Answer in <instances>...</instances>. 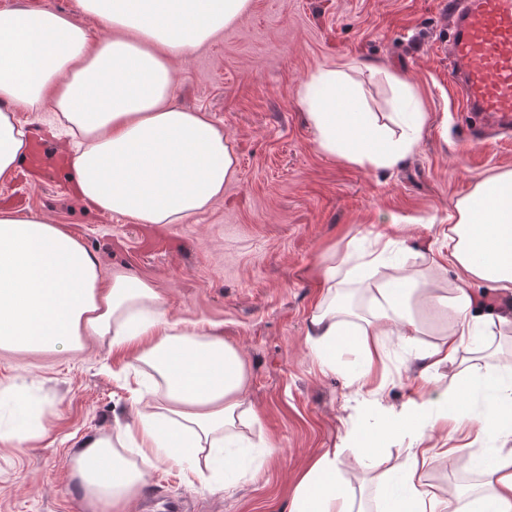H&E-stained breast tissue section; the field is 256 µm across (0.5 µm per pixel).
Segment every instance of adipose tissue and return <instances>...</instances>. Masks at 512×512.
<instances>
[{"label": "adipose tissue", "mask_w": 512, "mask_h": 512, "mask_svg": "<svg viewBox=\"0 0 512 512\" xmlns=\"http://www.w3.org/2000/svg\"><path fill=\"white\" fill-rule=\"evenodd\" d=\"M79 13L110 32L90 31L47 8L0 9V177L26 158L28 131L17 118L40 112L55 137L72 145L69 174L91 208L138 224H181L224 198L236 156L223 129L205 114L174 104L176 60L221 37L251 8V0H75ZM357 63L319 67L303 82L300 101L318 149L357 166L390 167L420 144L427 114L415 90L397 81V106L387 118L369 112L351 86ZM391 240L372 251L346 249L321 269L325 297L311 315L308 346L322 369L335 370L343 351H360L365 371L353 382L366 410L379 412L390 432L414 442L399 468L402 492L382 485L375 512H512V448L498 449L471 500L423 488L420 472L440 451L423 447L432 409L447 393L400 410L373 400L371 367L384 337L424 333L418 307L452 311L456 323L417 354L420 377L431 382L456 362L465 341L483 329L512 326V308L486 305L474 290L486 282L512 296V169L495 172L455 203L448 226V261L462 270L450 295L436 293L418 270L390 264ZM374 278L368 309L337 306L340 276ZM86 336L109 337L152 383L135 419L86 439L71 461L72 477L89 512H125L158 464L179 466L210 482L201 458L221 456L234 472L241 427L257 422L243 391L239 352L219 331L168 315L148 280L122 267L102 275L97 258L77 238L36 212L0 209V348L77 350ZM488 392L478 430L512 436V378L468 372L455 390ZM337 450L326 449L302 476L290 512H354V494L337 478Z\"/></svg>", "instance_id": "adipose-tissue-1"}]
</instances>
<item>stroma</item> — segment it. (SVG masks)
<instances>
[{"instance_id": "1", "label": "stroma", "mask_w": 512, "mask_h": 512, "mask_svg": "<svg viewBox=\"0 0 512 512\" xmlns=\"http://www.w3.org/2000/svg\"><path fill=\"white\" fill-rule=\"evenodd\" d=\"M443 0H252L250 11L211 46L175 64L179 104L204 112L233 142L237 175L224 198L183 224H136L81 203L65 172L28 165L0 179V208L35 210L63 225L99 260L151 281L171 315L217 327L249 373L246 402L258 416L244 432L247 466L232 484L212 476L211 489L174 465L152 471L127 512H288L301 475L326 449H339L342 482L372 508L381 472L402 462L410 438L382 448L376 469L352 466L350 431L375 432L351 379L358 351L321 369L306 341L308 320L324 290L321 267L347 245L371 250L376 234L449 292L458 274L448 263V224L456 200L501 168H512V137L473 139L467 111L442 51L448 34ZM362 63L353 78L369 111L393 110L392 73L410 82L428 115L418 148L390 168H362L321 153L299 101L305 78L323 65ZM427 333L384 340L385 362L371 386L398 408L417 397L418 351L454 326L452 315L420 310ZM485 347L459 350L441 367L434 390L455 385L465 367L512 364V332L490 327ZM127 356L90 337L83 350H0V387L31 386L41 408L36 439L0 445V512H87L70 461L88 437L130 419L137 396L123 378ZM465 406L468 424L428 431L427 445L451 455L422 473L445 496H467L479 481L465 459L493 454L503 440L478 434L485 400Z\"/></svg>"}]
</instances>
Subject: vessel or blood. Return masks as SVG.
<instances>
[{
  "label": "vessel or blood",
  "mask_w": 512,
  "mask_h": 512,
  "mask_svg": "<svg viewBox=\"0 0 512 512\" xmlns=\"http://www.w3.org/2000/svg\"><path fill=\"white\" fill-rule=\"evenodd\" d=\"M449 59L469 111L512 128V0H445Z\"/></svg>",
  "instance_id": "vessel-or-blood-1"
}]
</instances>
